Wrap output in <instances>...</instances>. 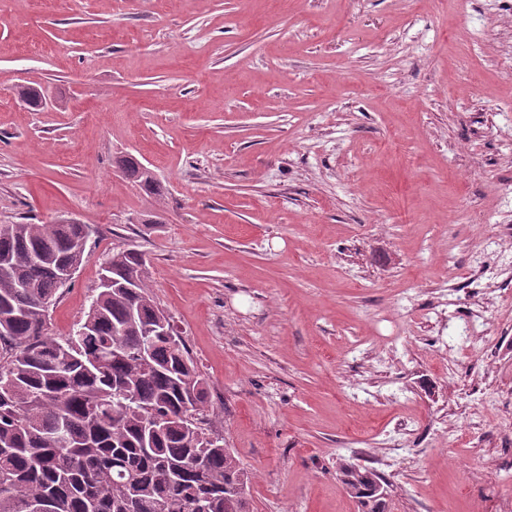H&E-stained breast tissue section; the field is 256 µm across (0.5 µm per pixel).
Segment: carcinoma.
<instances>
[{"mask_svg":"<svg viewBox=\"0 0 512 512\" xmlns=\"http://www.w3.org/2000/svg\"><path fill=\"white\" fill-rule=\"evenodd\" d=\"M17 97L42 104L34 87ZM120 164L162 193L133 155ZM88 240L82 224L0 228V512H254L205 379L179 336L154 330L141 251L113 252L101 277L115 281L71 334L48 333L55 271L88 261ZM340 480L359 512H387L374 470L345 463Z\"/></svg>","mask_w":512,"mask_h":512,"instance_id":"cac0c4a2","label":"carcinoma"}]
</instances>
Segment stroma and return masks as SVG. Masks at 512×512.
Instances as JSON below:
<instances>
[{"instance_id": "obj_1", "label": "stroma", "mask_w": 512, "mask_h": 512, "mask_svg": "<svg viewBox=\"0 0 512 512\" xmlns=\"http://www.w3.org/2000/svg\"><path fill=\"white\" fill-rule=\"evenodd\" d=\"M64 220L91 256L50 333L146 253L255 512H358L339 460L397 445L388 512H512L466 437L512 396V278L468 313L512 267V0H0V224ZM121 166L125 169L128 179L140 190L149 195H161L163 187L154 174H151L143 167L137 158L128 154L120 161Z\"/></svg>"}]
</instances>
